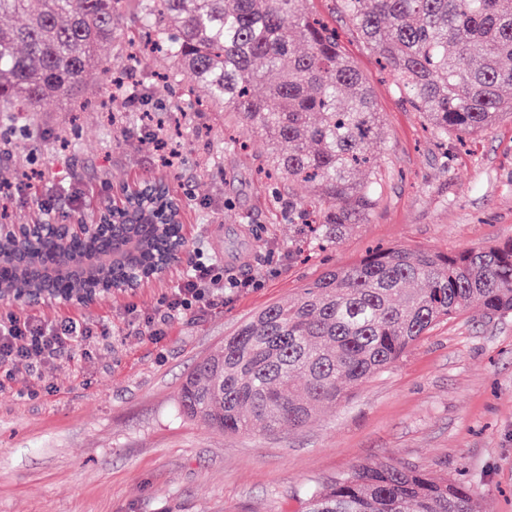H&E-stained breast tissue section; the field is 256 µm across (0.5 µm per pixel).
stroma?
I'll use <instances>...</instances> for the list:
<instances>
[{"instance_id":"35a3bbf8","label":"stroma","mask_w":512,"mask_h":512,"mask_svg":"<svg viewBox=\"0 0 512 512\" xmlns=\"http://www.w3.org/2000/svg\"><path fill=\"white\" fill-rule=\"evenodd\" d=\"M335 26L383 114L381 195L365 223L310 257L288 245L296 227L287 191L272 194L259 176L265 141L242 134L234 117H193L173 172L148 146L150 129L134 110L112 125L87 115L67 148L57 141L67 106L40 113L24 140L40 176L10 204L27 222L92 215L114 174L123 185L160 178L183 203L188 243L215 251L225 276L258 285L174 321L157 345L140 321L176 286L174 275L88 308L35 305L49 319L106 325L110 336L90 359L74 347L36 396L0 393V512H302L303 485L389 460L470 483L479 512H512V314L441 322L302 427L227 436L178 411L177 391L199 360L253 312L325 269L376 247L448 252L512 239V120L463 145L437 139L348 23ZM229 134L245 135L246 152L226 146ZM207 158L215 165L200 187L195 169ZM131 304L136 314H126Z\"/></svg>"}]
</instances>
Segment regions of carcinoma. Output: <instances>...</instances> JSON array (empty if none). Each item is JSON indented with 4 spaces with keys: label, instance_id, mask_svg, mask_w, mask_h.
Segmentation results:
<instances>
[{
    "label": "carcinoma",
    "instance_id": "cac0c4a2",
    "mask_svg": "<svg viewBox=\"0 0 512 512\" xmlns=\"http://www.w3.org/2000/svg\"><path fill=\"white\" fill-rule=\"evenodd\" d=\"M309 0H0V189L15 141L41 104H93L86 79L126 74L117 55L147 27L199 112L230 113L265 139V177L288 187V223L316 224L312 247L368 220L380 194L374 91ZM402 102L444 138L478 136L512 115V0H340ZM470 309L512 313V240L442 252L394 247L326 270L256 311L187 374L186 419L224 435L303 426L346 401L439 322ZM476 491L387 462L310 485L305 512H476Z\"/></svg>",
    "mask_w": 512,
    "mask_h": 512
}]
</instances>
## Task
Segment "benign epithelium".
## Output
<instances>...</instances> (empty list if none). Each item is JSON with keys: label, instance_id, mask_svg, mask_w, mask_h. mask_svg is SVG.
<instances>
[{"label": "benign epithelium", "instance_id": "7a95c632", "mask_svg": "<svg viewBox=\"0 0 512 512\" xmlns=\"http://www.w3.org/2000/svg\"><path fill=\"white\" fill-rule=\"evenodd\" d=\"M148 187L123 193L121 205L103 204L90 220L72 224H1L0 266L13 267L18 287L0 285V296L41 304L59 298L71 305H86L118 291L136 290L164 281L180 258L185 236H166L171 224L180 223L181 205L155 210L146 220ZM52 233L57 249L41 253L39 240ZM76 240H96L101 251L72 248ZM59 282L73 290L55 291Z\"/></svg>", "mask_w": 512, "mask_h": 512}]
</instances>
